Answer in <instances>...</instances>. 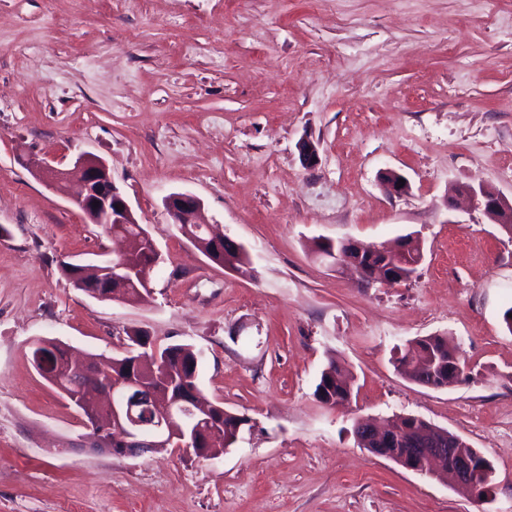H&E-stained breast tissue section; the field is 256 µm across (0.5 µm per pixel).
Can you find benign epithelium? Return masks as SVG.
Listing matches in <instances>:
<instances>
[{
	"instance_id": "1",
	"label": "benign epithelium",
	"mask_w": 512,
	"mask_h": 512,
	"mask_svg": "<svg viewBox=\"0 0 512 512\" xmlns=\"http://www.w3.org/2000/svg\"><path fill=\"white\" fill-rule=\"evenodd\" d=\"M34 175L47 186L64 194L73 193V201L92 224L109 227L112 224H136L137 218L120 190L112 182L106 162L100 158L81 154L67 168H58L47 163L33 165ZM402 175L386 169L380 179L388 193L403 194L408 185H399ZM457 196L470 198L475 205L495 224L512 222V203L497 192L471 186L456 187L449 196L448 206ZM98 206H93V203ZM166 209L172 224L199 223L200 200L187 193H175L166 199ZM331 245L332 257L327 263L340 270L347 269L354 256L362 254L364 245L352 240H326ZM112 261L99 260L89 264H74L72 269L78 276L89 274H109L94 297L100 301H121L128 299L126 285L119 278H112ZM68 368L83 374L89 379H100L107 384L104 391H96L83 398L81 405L92 415L87 422L89 432L82 436L79 447L106 449L113 454L138 456L144 452L173 448L175 451H193L207 459L218 455L217 445L224 437V414H217L213 403L205 401L197 388L180 387L174 392H155L143 385L134 373L119 376L112 369L102 366H89L88 362L68 358ZM126 392L127 399L122 404L112 401V390ZM151 393L155 405L154 418L150 423L153 437L149 441L140 439L143 423L137 416L136 408L143 399V393ZM183 431L180 439H175L173 431L179 419ZM449 448H376L374 455L391 460L403 468L419 475L428 474L464 489L472 495L484 496L485 488L476 483L475 466L482 454L468 451L456 436H448Z\"/></svg>"
}]
</instances>
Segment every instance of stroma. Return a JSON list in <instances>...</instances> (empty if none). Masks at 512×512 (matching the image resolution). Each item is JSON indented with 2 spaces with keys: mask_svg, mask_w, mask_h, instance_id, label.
I'll return each mask as SVG.
<instances>
[{
  "mask_svg": "<svg viewBox=\"0 0 512 512\" xmlns=\"http://www.w3.org/2000/svg\"><path fill=\"white\" fill-rule=\"evenodd\" d=\"M83 153L106 161L162 256L138 303L97 300L62 269L117 248L30 168ZM387 168L405 193L384 190ZM460 184L512 201V0H0V512H512V234L467 202L448 209ZM174 193L246 247L253 276L177 231ZM405 235L424 259L392 286L308 249ZM134 328L201 349L200 391L253 430L210 460L80 447L85 417L31 348L117 357ZM434 334L468 365L445 389L392 361ZM332 359L355 377L344 408L314 395ZM406 415L486 456L488 497L353 434Z\"/></svg>",
  "mask_w": 512,
  "mask_h": 512,
  "instance_id": "stroma-1",
  "label": "stroma"
}]
</instances>
